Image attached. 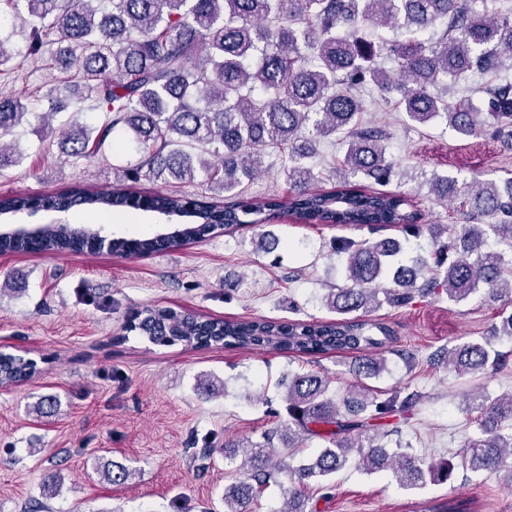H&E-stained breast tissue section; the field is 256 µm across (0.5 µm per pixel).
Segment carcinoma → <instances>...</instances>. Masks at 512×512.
<instances>
[{"instance_id":"obj_1","label":"carcinoma","mask_w":512,"mask_h":512,"mask_svg":"<svg viewBox=\"0 0 512 512\" xmlns=\"http://www.w3.org/2000/svg\"><path fill=\"white\" fill-rule=\"evenodd\" d=\"M28 22L21 32L24 57L35 59L44 39L57 35V64L82 75L83 103L107 114L98 128L82 125L67 134L62 146L77 160L93 161L115 134H122L139 158L118 170L111 190L72 186L33 199L23 193L0 195V254H22L37 243L47 253L80 248L107 249L117 255L131 250L157 252L159 242L173 247L239 228H263L292 217L304 224L367 227L394 226L402 238L336 240L342 258L343 284L328 289L330 321L279 323L263 319L222 320L185 314L173 308L146 306L126 324L155 345L273 349L311 355L330 351L361 353L356 374L376 377L386 359L374 356L393 340V331L369 313L387 305L407 306L417 298L455 302L475 295L486 303L512 306V175L459 181L435 176L430 184L439 197L461 198L463 224H422L412 199L404 193L370 190L355 178L378 185L397 175L389 153L391 134L360 120V91L371 87L394 95L407 119L425 125L439 119L463 137L478 133L512 142V83H490L487 108L472 102L450 104L437 91L450 78L475 70L492 73L512 61V12L473 9L476 0H6ZM401 32L398 38L383 30ZM385 55L399 68L394 77L377 59ZM34 103L0 96V140L10 134ZM69 107L67 96L38 116L43 130L49 118ZM341 137L346 152L337 168L336 185L316 189L317 144ZM287 152L285 173L294 187L283 201L269 195L260 201L244 196L263 151ZM179 182L200 177L224 194V205L180 190L141 195L127 186L145 177ZM151 211L174 225L173 231L143 239L106 234L101 227L45 224L18 229L11 221L37 211ZM428 235L432 261L414 257L403 263L404 245ZM448 368L459 375L498 371L504 353L490 341H466L446 352ZM39 372L37 361L19 363L0 356V387L17 385ZM285 389L286 418L254 441L224 444V462L240 479L224 488V512L247 507L278 475L288 477V508L314 512L305 493L314 478L320 488L334 489L333 478L350 460L366 473H391L408 489L426 481L453 479L450 457L428 464L406 449L383 443L388 432L378 421L407 417L421 402L417 391H395L381 398L355 386L336 398L328 380L317 373L293 372L280 380ZM464 410L481 436L464 443L460 456L474 471L502 474L512 488V392L491 399L481 391L466 397ZM324 446L313 462L292 465V451L307 439ZM288 448L273 462L279 446ZM196 471L209 468L212 449L188 448ZM135 470L112 462L101 479L122 485ZM61 475H44L42 496L53 498ZM471 502L451 497L431 512H470Z\"/></svg>"}]
</instances>
